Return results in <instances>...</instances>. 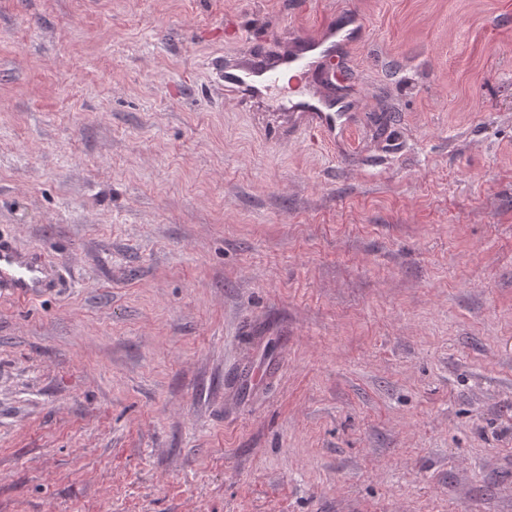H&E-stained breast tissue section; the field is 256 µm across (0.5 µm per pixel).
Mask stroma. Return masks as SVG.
<instances>
[{
  "label": "stroma",
  "mask_w": 512,
  "mask_h": 512,
  "mask_svg": "<svg viewBox=\"0 0 512 512\" xmlns=\"http://www.w3.org/2000/svg\"><path fill=\"white\" fill-rule=\"evenodd\" d=\"M0 238V512H512V0H0ZM343 30L332 27L317 40L306 41L299 46L288 47L287 43L271 53L241 52V61L220 65L218 74L224 80V90L237 95L241 101L255 105L264 102L271 78L282 71L301 70L305 74L316 75L326 68L329 79L333 77L336 80L332 63L336 46L349 41V33ZM349 106L336 97L323 93L318 84L308 86L303 95L287 104L280 112H255L258 123L273 134L279 127L316 132L321 138L335 145L343 136L350 122ZM43 272L35 262L22 260L12 246L0 239V286L11 288L12 294L21 301L35 298L42 288L43 279L37 273Z\"/></svg>",
  "instance_id": "35a3bbf8"
}]
</instances>
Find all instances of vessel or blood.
<instances>
[{
	"mask_svg": "<svg viewBox=\"0 0 512 512\" xmlns=\"http://www.w3.org/2000/svg\"><path fill=\"white\" fill-rule=\"evenodd\" d=\"M344 32L331 28L319 39L298 46H281L271 53L244 51L237 62L221 64L218 74L225 91L250 104L265 100L271 78L277 73L301 70L319 74L322 69L332 68L337 40ZM256 118L262 127L276 131L281 127L314 132L327 143H335L343 136L350 122L348 105L323 93L318 85H310L296 101L287 102L281 111L260 112ZM40 265L22 260L5 240L0 239V286L11 289L15 298L27 301L35 298L42 280Z\"/></svg>",
	"mask_w": 512,
	"mask_h": 512,
	"instance_id": "vessel-or-blood-1",
	"label": "vessel or blood"
}]
</instances>
